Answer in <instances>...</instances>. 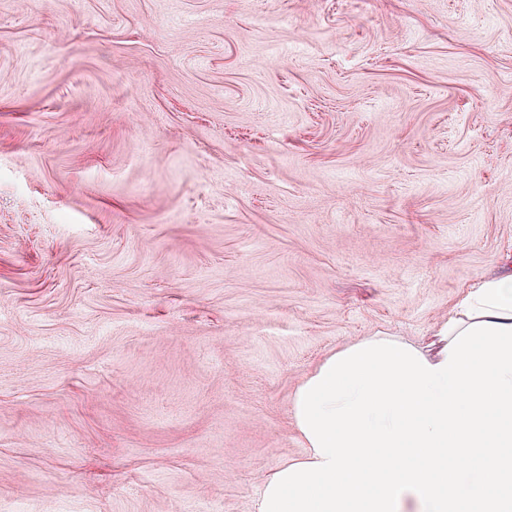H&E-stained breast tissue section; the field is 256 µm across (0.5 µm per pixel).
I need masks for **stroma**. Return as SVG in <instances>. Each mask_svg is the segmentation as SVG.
Here are the masks:
<instances>
[{
    "mask_svg": "<svg viewBox=\"0 0 512 512\" xmlns=\"http://www.w3.org/2000/svg\"><path fill=\"white\" fill-rule=\"evenodd\" d=\"M511 271L512 0H0V512H257Z\"/></svg>",
    "mask_w": 512,
    "mask_h": 512,
    "instance_id": "1",
    "label": "stroma"
}]
</instances>
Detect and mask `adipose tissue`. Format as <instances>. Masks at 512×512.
<instances>
[{"mask_svg":"<svg viewBox=\"0 0 512 512\" xmlns=\"http://www.w3.org/2000/svg\"><path fill=\"white\" fill-rule=\"evenodd\" d=\"M426 355L374 336L328 356L294 393L307 450L257 512H512V274L472 288ZM464 459L462 477L451 461Z\"/></svg>","mask_w":512,"mask_h":512,"instance_id":"1","label":"adipose tissue"}]
</instances>
